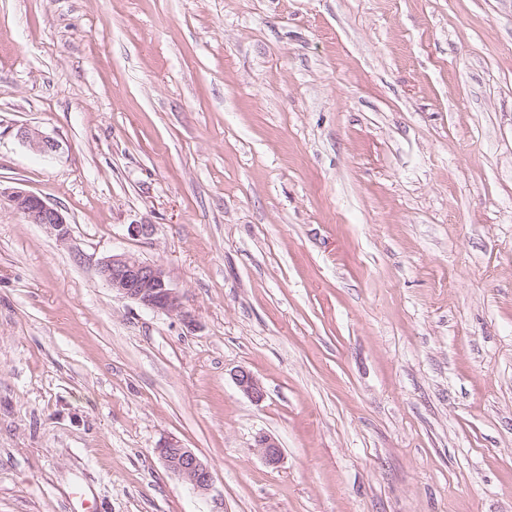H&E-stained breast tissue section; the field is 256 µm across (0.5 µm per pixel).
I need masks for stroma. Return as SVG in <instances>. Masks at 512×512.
<instances>
[{"instance_id": "obj_1", "label": "stroma", "mask_w": 512, "mask_h": 512, "mask_svg": "<svg viewBox=\"0 0 512 512\" xmlns=\"http://www.w3.org/2000/svg\"><path fill=\"white\" fill-rule=\"evenodd\" d=\"M115 252L193 327L113 294ZM84 497L512 512V0H0V512ZM17 135L23 142L27 143L33 150L40 154H52L59 146L54 139L43 135L35 128L21 127ZM8 197L14 210L23 216L26 223L44 226L60 240L69 237L70 224L57 207L48 204L38 195L26 190H14ZM98 273L120 297L149 311L181 317L188 327L192 325L183 297L172 288L162 265L126 252L112 253L100 261ZM233 379L238 389L251 400L260 402L264 399L265 391L250 370L243 367L237 368L233 373ZM256 451L269 467H277L282 459V450L278 441L269 435H259L256 438ZM167 470L198 494H207L212 487L210 466L193 449L178 441H170L157 448Z\"/></svg>"}]
</instances>
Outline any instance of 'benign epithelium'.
Segmentation results:
<instances>
[{"label": "benign epithelium", "instance_id": "benign-epithelium-1", "mask_svg": "<svg viewBox=\"0 0 512 512\" xmlns=\"http://www.w3.org/2000/svg\"><path fill=\"white\" fill-rule=\"evenodd\" d=\"M18 137L33 150L49 155L58 148V143L31 127H21ZM9 201L14 210L20 213L28 224H39L59 239L65 240L70 235V224L57 207L45 202L38 195L17 189L9 194ZM100 278L124 299L140 307L167 315L180 317L186 325H191L189 314L184 310L182 295L172 288L165 268L157 263L148 262L139 257L122 252L114 253L100 261L98 265ZM238 389L255 402L264 399L265 391L248 369L239 367L233 373ZM256 451L270 467H277L282 459V450L278 441L269 435L256 438ZM167 470L193 491L204 495L211 490L213 476L210 466L204 462L193 449L183 446L178 441H170L158 449Z\"/></svg>", "mask_w": 512, "mask_h": 512}]
</instances>
